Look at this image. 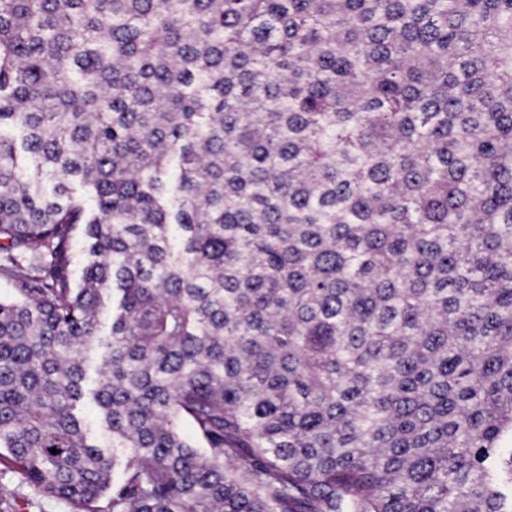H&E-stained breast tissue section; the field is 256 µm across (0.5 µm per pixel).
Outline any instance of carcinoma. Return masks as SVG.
Listing matches in <instances>:
<instances>
[{"label":"carcinoma","instance_id":"obj_1","mask_svg":"<svg viewBox=\"0 0 512 512\" xmlns=\"http://www.w3.org/2000/svg\"><path fill=\"white\" fill-rule=\"evenodd\" d=\"M0 253L73 512H512V0H0Z\"/></svg>","mask_w":512,"mask_h":512}]
</instances>
